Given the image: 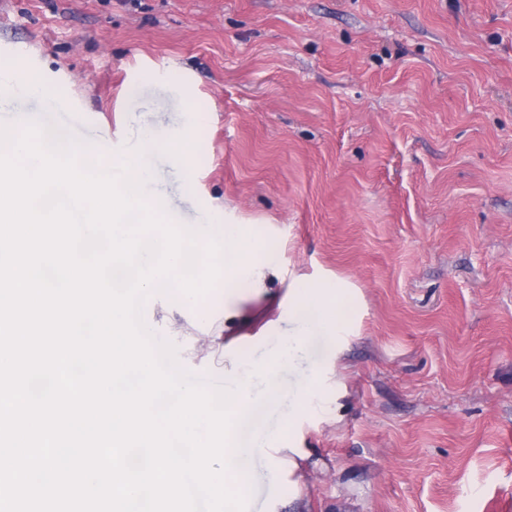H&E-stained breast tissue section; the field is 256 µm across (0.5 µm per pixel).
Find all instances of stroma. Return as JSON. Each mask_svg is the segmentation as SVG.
Wrapping results in <instances>:
<instances>
[{
  "instance_id": "stroma-1",
  "label": "stroma",
  "mask_w": 512,
  "mask_h": 512,
  "mask_svg": "<svg viewBox=\"0 0 512 512\" xmlns=\"http://www.w3.org/2000/svg\"><path fill=\"white\" fill-rule=\"evenodd\" d=\"M7 2L0 66L48 95L0 87V123L40 110L117 155L183 137L152 156L168 215L266 245L232 310L152 295L182 367L271 358L297 278L340 289L267 416L304 477L256 459L252 512H512V0Z\"/></svg>"
}]
</instances>
